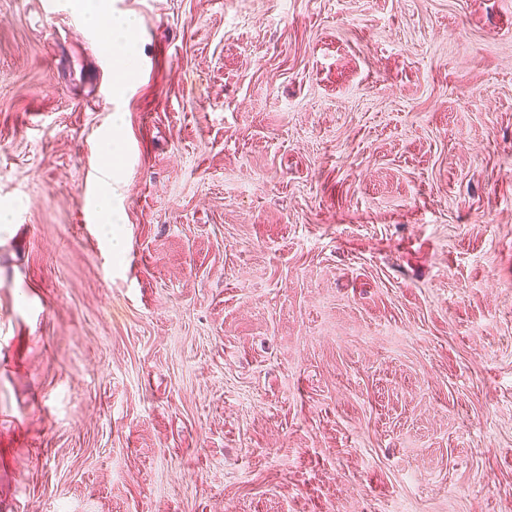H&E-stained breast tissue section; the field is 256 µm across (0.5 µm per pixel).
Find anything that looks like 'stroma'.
Segmentation results:
<instances>
[{"mask_svg":"<svg viewBox=\"0 0 512 512\" xmlns=\"http://www.w3.org/2000/svg\"><path fill=\"white\" fill-rule=\"evenodd\" d=\"M111 5L0 0V512H512V0ZM81 6L83 13L89 17V20L96 23L106 20L108 31L112 39V45L118 46V70L122 76V81L118 82V91H121L124 80L133 72L135 53L131 48V41L137 30V20L128 14H105L104 0H82Z\"/></svg>","mask_w":512,"mask_h":512,"instance_id":"obj_1","label":"stroma"}]
</instances>
